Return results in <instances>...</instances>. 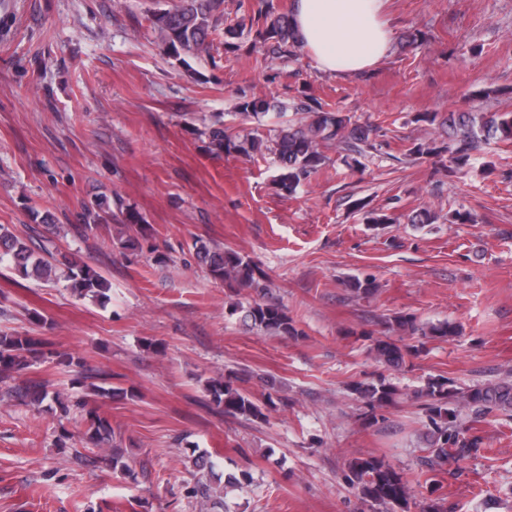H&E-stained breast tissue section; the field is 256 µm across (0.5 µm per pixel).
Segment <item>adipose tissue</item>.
<instances>
[{
    "label": "adipose tissue",
    "instance_id": "obj_1",
    "mask_svg": "<svg viewBox=\"0 0 512 512\" xmlns=\"http://www.w3.org/2000/svg\"><path fill=\"white\" fill-rule=\"evenodd\" d=\"M386 0H294L293 23L301 44L325 73L365 72L392 48L383 19Z\"/></svg>",
    "mask_w": 512,
    "mask_h": 512
}]
</instances>
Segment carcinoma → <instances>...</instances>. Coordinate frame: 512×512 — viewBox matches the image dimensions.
Wrapping results in <instances>:
<instances>
[{
	"label": "carcinoma",
	"mask_w": 512,
	"mask_h": 512,
	"mask_svg": "<svg viewBox=\"0 0 512 512\" xmlns=\"http://www.w3.org/2000/svg\"><path fill=\"white\" fill-rule=\"evenodd\" d=\"M292 13L281 10L273 0H258L256 7L242 16L223 24L224 0H173L167 5L163 0H154V7L145 12V19L154 30L158 43L175 59L183 56L209 57L217 42L226 39L225 45L232 47L231 40L243 35L251 37L254 46L262 48L271 59H282L296 55L300 48L291 22ZM268 109V103L246 93L238 97L237 110L245 118L256 117ZM298 118L282 125L275 136L273 152L280 167L275 185L286 195H293L301 184L316 174L326 164L323 148L335 145L343 151L366 155L374 148L370 141L371 127L351 122V117L338 111L328 110L323 104L309 98L294 105ZM441 124L452 129L456 144L448 145V157L456 166L462 167L470 158V151L483 142L485 129L498 131L505 139L512 138V113L490 112L476 117L470 114L450 112L442 117ZM211 144L218 151L237 153L254 158L267 149L264 141L252 135H233L224 127L209 130ZM112 198L100 194L83 205L81 230L84 233L98 229L99 225L112 220ZM140 218L129 212L121 221L119 241L125 249L140 247L138 234ZM198 261L216 280L239 290L258 292L265 288L260 268L248 257L233 250H226L205 243L196 247ZM62 264L69 271V288L80 297L99 298L108 289V283L94 268L80 265L68 256H62ZM0 265L19 275L41 280L56 276L55 266L37 251L30 239L14 234L9 227L0 225ZM348 288L354 296L366 298L376 291L370 279L353 278ZM245 318L251 325L278 336H297L299 331L288 316L286 309L268 301H253L249 304ZM396 327L411 338L446 340L456 335L454 324L443 321L424 325L411 316L395 318ZM370 352L377 362L388 367L404 364L409 349L395 340L375 338ZM50 351L44 341L18 332L0 333V383H14L13 389L40 404L50 396L43 383L21 378L23 370L31 361L40 360ZM86 387L93 391L108 390L117 396L124 394L120 388H105L107 375L94 371L84 376ZM246 379L238 373L211 378L205 390L212 403L231 415H243L261 419L262 408L252 399L244 387ZM352 392L364 400L372 421H377L375 410L394 404L400 395L399 389L384 377L369 382H356ZM414 397L423 400V409L431 426L427 437L426 455L420 459L421 473L438 472L448 465L466 459L478 452L479 439L466 437L467 428L459 419L458 406L468 409L470 417L483 418L493 412L512 415V379L502 378L468 388H458L445 377L429 379L425 386L414 391ZM76 405L85 410L83 416L85 436L94 446L110 452L112 467L124 468V449L112 444V423L109 418L87 408L84 398ZM348 480L357 488L363 503L373 512H410L415 507L419 512H447L444 499L434 498L415 501L410 494V484L403 474L386 461L369 456L356 458L349 463ZM189 498L224 504L211 483L201 477L186 487Z\"/></svg>",
	"instance_id": "cac0c4a2"
}]
</instances>
